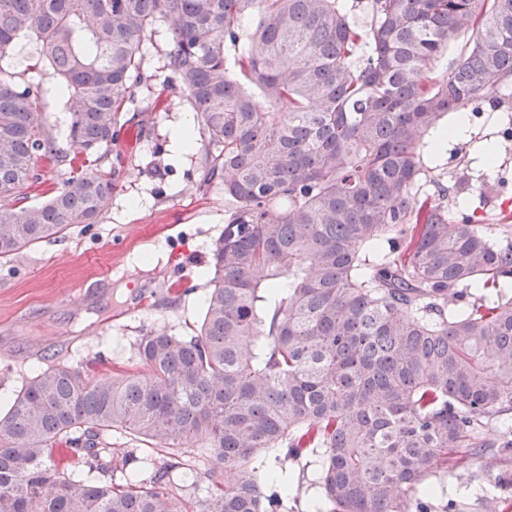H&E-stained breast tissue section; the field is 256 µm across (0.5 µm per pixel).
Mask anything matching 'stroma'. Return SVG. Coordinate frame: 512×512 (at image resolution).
Here are the masks:
<instances>
[{"mask_svg":"<svg viewBox=\"0 0 512 512\" xmlns=\"http://www.w3.org/2000/svg\"><path fill=\"white\" fill-rule=\"evenodd\" d=\"M166 26L158 24L140 46L143 79L130 112H141L145 134L122 130L123 167L108 208L96 224L69 228L63 237L32 244L0 259V402H8L24 381L54 363L78 362L97 375L129 358L137 337L163 329L190 334L202 320L209 291V247L224 229L230 208L220 182L204 183L206 142L175 158L170 131L179 123L199 126L184 94L166 88ZM32 44L14 49L18 81L41 84L51 131L71 149L68 118L55 81L36 67ZM155 111H146L147 103ZM512 109V89L498 105L482 103L467 113L471 136L449 142L431 160V178L448 190L452 217L477 213L488 233L512 213V153L483 168L479 142L499 141L500 111ZM108 279L95 278L98 268ZM44 337L41 349L31 337ZM512 471V455L490 448L464 461L441 463L432 481V512H512V490L493 486L496 471Z\"/></svg>","mask_w":512,"mask_h":512,"instance_id":"stroma-1","label":"stroma"}]
</instances>
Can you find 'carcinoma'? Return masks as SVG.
<instances>
[{"instance_id": "carcinoma-1", "label": "carcinoma", "mask_w": 512, "mask_h": 512, "mask_svg": "<svg viewBox=\"0 0 512 512\" xmlns=\"http://www.w3.org/2000/svg\"><path fill=\"white\" fill-rule=\"evenodd\" d=\"M360 3L0 0V258L108 207L159 20L167 84L200 115L206 180L231 203L199 330L138 338V362L106 378L40 370L10 399L0 512H285L263 485L309 454L321 498L306 512H430L421 491L448 455L512 451V432L488 437L512 414V219L492 238L448 218L447 188L422 194L429 135L512 86V0H367L365 30ZM22 39L56 80L74 156L42 89L1 66ZM63 163L24 204L39 165ZM114 431L169 456L114 448ZM196 444L213 466L191 499L172 449ZM70 169L68 168V165H61L57 167H48L44 169L43 174L44 179L41 185L36 184L26 190L25 192L28 195V198L26 199L25 203L28 205L37 204L44 200L45 198V192L49 188L53 186V184L60 183L62 180H64L66 177L69 176Z\"/></svg>"}]
</instances>
